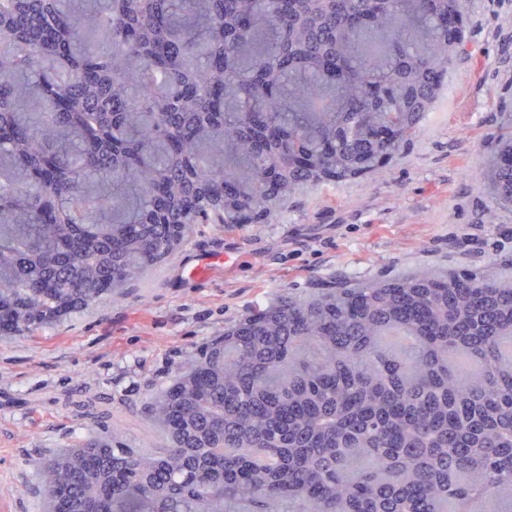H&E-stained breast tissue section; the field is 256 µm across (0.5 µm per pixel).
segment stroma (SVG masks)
<instances>
[{"label": "stroma", "instance_id": "1", "mask_svg": "<svg viewBox=\"0 0 512 512\" xmlns=\"http://www.w3.org/2000/svg\"><path fill=\"white\" fill-rule=\"evenodd\" d=\"M464 51L404 153L290 199L273 224L193 225L141 280L29 336L0 337V504L45 512L38 470L90 435L152 450L157 390L256 308L338 282L512 277V206L485 176L512 125V0H461ZM219 263L198 278L186 269Z\"/></svg>", "mask_w": 512, "mask_h": 512}]
</instances>
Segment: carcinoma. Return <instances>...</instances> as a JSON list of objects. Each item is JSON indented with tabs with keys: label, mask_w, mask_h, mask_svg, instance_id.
<instances>
[{
	"label": "carcinoma",
	"mask_w": 512,
	"mask_h": 512,
	"mask_svg": "<svg viewBox=\"0 0 512 512\" xmlns=\"http://www.w3.org/2000/svg\"><path fill=\"white\" fill-rule=\"evenodd\" d=\"M460 0H0V335L139 280L193 224H270L432 111ZM512 130L488 178L512 203ZM416 339L402 355L383 337ZM512 278L408 276L242 316L147 452L53 459L54 512H501Z\"/></svg>",
	"instance_id": "cac0c4a2"
}]
</instances>
